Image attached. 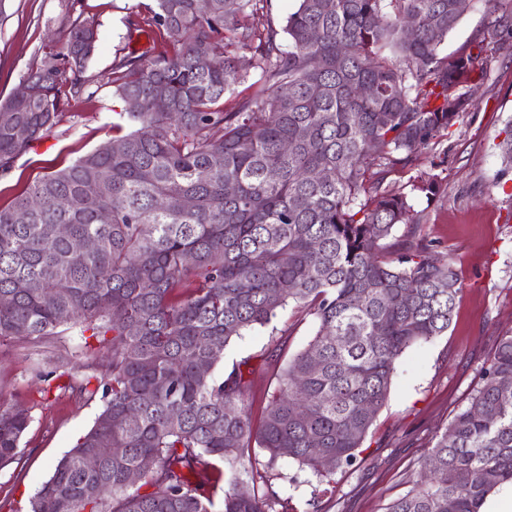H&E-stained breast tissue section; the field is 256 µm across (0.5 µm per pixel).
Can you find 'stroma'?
<instances>
[{
  "instance_id": "35a3bbf8",
  "label": "stroma",
  "mask_w": 512,
  "mask_h": 512,
  "mask_svg": "<svg viewBox=\"0 0 512 512\" xmlns=\"http://www.w3.org/2000/svg\"><path fill=\"white\" fill-rule=\"evenodd\" d=\"M155 0H0V102L15 93L49 49H61L72 25L94 21L99 42L82 77L90 95L76 96L55 125L12 168L0 172V208L33 181L95 149L114 130L128 128L125 103L109 83L129 53L152 58L174 45L152 21ZM512 126V45L498 54L463 124L451 128L442 150L423 154L415 166L387 174L385 186L408 193L415 223L396 225L388 250L430 244L461 281L447 334L412 346L398 359L389 396L362 447L359 465L337 472L330 488L288 459L269 465L251 449L255 471L267 476L278 512H385L408 491L421 458L477 388L481 367L492 358L497 336L512 332V163L501 143ZM436 177L433 197L410 191L416 177ZM317 330L314 318L289 304L271 324L232 340L224 371L245 366L251 381L246 406L260 425L278 387L285 361ZM105 347L86 345L72 328L42 345L15 340L0 346V404L23 406L32 416L20 443L19 462L0 467V512H28L29 500L56 463L93 424L101 401L48 391L43 373L78 371L104 360Z\"/></svg>"
}]
</instances>
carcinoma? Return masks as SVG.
Listing matches in <instances>:
<instances>
[{
	"label": "carcinoma",
	"instance_id": "carcinoma-1",
	"mask_svg": "<svg viewBox=\"0 0 512 512\" xmlns=\"http://www.w3.org/2000/svg\"><path fill=\"white\" fill-rule=\"evenodd\" d=\"M259 2L157 0L152 21L180 48L112 72L114 94L141 103L128 112L139 129L0 208V343L72 325L109 350L79 377L60 373L62 389L103 408L30 512H214L208 487L225 467L220 512H277L268 479L245 466L249 449L331 483L358 463L399 357L448 332L458 276L427 244L383 253L396 225L415 223L407 196L383 181L470 112L468 93L512 38V0H485L483 27L450 55L441 47L463 16L457 0H297L286 47L271 24L238 18ZM98 41L94 22L75 23L27 75L33 94L0 103L1 170L60 122ZM253 74L262 96L224 109ZM84 238L96 248L75 251ZM290 302L318 328L255 429L242 371H215L234 338ZM30 422L29 410L0 407V467L20 459ZM506 483L512 332L387 512H480Z\"/></svg>",
	"mask_w": 512,
	"mask_h": 512
}]
</instances>
